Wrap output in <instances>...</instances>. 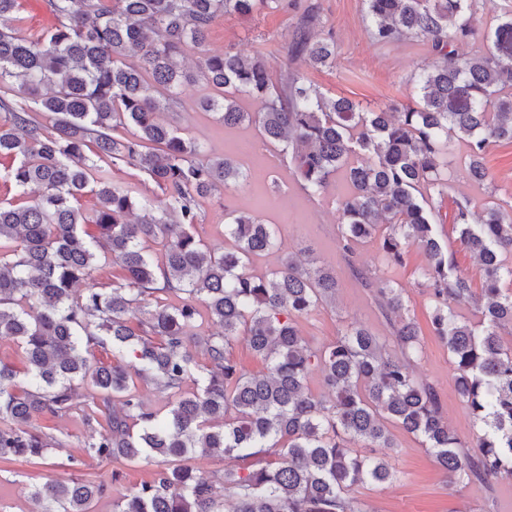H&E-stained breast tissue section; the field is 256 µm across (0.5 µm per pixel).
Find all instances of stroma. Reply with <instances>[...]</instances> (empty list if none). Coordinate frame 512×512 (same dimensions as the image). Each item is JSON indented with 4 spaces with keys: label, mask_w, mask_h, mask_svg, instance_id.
Instances as JSON below:
<instances>
[{
    "label": "stroma",
    "mask_w": 512,
    "mask_h": 512,
    "mask_svg": "<svg viewBox=\"0 0 512 512\" xmlns=\"http://www.w3.org/2000/svg\"><path fill=\"white\" fill-rule=\"evenodd\" d=\"M315 9L322 30L332 32L337 44L333 68H316L292 57L288 48L296 25L307 9ZM364 0H281L278 8L261 10L248 17L235 14L220 16L215 21L208 41L210 52H222L231 46L251 55L262 53L273 75H303L322 92L346 96L368 111L388 107L402 108L414 104L417 89L414 76L427 59L421 41L405 37L388 45L373 44L367 35ZM203 92L200 82H185L180 90L177 119L186 137L202 146L212 157L237 155L241 142L257 143L258 151L237 156L247 180L238 189L217 192L200 202V218L195 235L207 246L224 245L225 212H246L276 225L279 247L256 258L251 271L265 275L279 269L286 255L301 259L315 258L318 264L335 271L339 281L336 303L323 306L309 317L300 319L302 338L319 348L335 341L344 325L358 323L385 342L391 355H400L391 327L372 288L355 273L356 268H369L395 282L405 296L419 322H426L431 310V295L419 274L423 257L411 251L405 265L387 266L381 260L380 242L371 239L360 243L353 260H346L336 242L338 211L336 202L345 190L342 177L333 178L325 197L310 201L279 163L277 146H261L257 126L245 122L227 127L216 115L198 107ZM495 180L487 186L470 182L466 177L469 157L461 145H453L448 155V190L439 203V239L443 247L454 250L460 269L471 279L481 277V270L469 252L456 249L450 221L456 200L469 198L474 209L487 202L512 206V147L491 146L485 158ZM283 183L281 192L270 189L271 181ZM419 377L432 383L440 395L442 411L449 426L462 440H471L474 421L468 406L458 396L453 383V369L448 350L436 337L425 336L423 353L413 360ZM92 404V391H79L76 408L58 419H40L42 431L61 438L63 447L52 449L46 460L33 464L24 460L0 461V512H30L33 485L69 476L68 458L80 455L88 434L84 412ZM399 446L390 458L395 480L382 487L367 485L357 489L365 512H512V481L500 480L485 487L477 483L448 485L433 456L414 436L393 429ZM155 463L129 462L118 459L101 461L86 459L80 474L86 478L111 482L113 495L96 501L94 512H113L112 498L141 482L151 480Z\"/></svg>",
    "instance_id": "35a3bbf8"
}]
</instances>
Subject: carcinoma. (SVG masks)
I'll return each instance as SVG.
<instances>
[{"label":"carcinoma","instance_id":"cac0c4a2","mask_svg":"<svg viewBox=\"0 0 512 512\" xmlns=\"http://www.w3.org/2000/svg\"><path fill=\"white\" fill-rule=\"evenodd\" d=\"M279 2L45 0L55 24L32 37L9 25L19 0H0V85L25 91L22 101L0 97V159L10 160L7 180L20 199L0 202V339L24 355L20 368L0 360V461L41 459L62 446L34 422L70 414L77 389L89 385L97 397L84 421L95 435L82 455L157 464L152 480L113 501V512H224L213 480L182 463L197 451L232 462L217 475L230 512H363L353 489L396 478L389 421L429 448L451 485L512 481V350L500 339L512 325V265L503 260L512 254V214L488 205L478 215L469 200L455 202L452 232L481 266L477 289L442 247L424 197L447 191L452 142L466 147L469 178L479 183L493 181L483 164L489 146H512V5L473 52L476 0H365L373 42L430 44L416 106L395 114L326 96L298 74L276 80L260 55L205 49L219 15L250 16ZM318 23L313 13L300 19L291 53L330 68L336 43ZM189 46L215 89L201 109L226 127L258 124L310 199L344 173L352 190L339 199L338 246L347 258L375 237L387 265H404L412 246L422 251L420 275L434 298L428 330L448 348L456 392L474 417L471 443L407 363L422 352L423 331L402 288L356 270L375 288L402 356L354 324L313 350L297 320L336 300L332 270L290 256L271 278L247 272L276 246L274 225L255 215L228 214L232 244L222 250L196 239L198 199L237 188L244 173L228 156L202 157L174 118L191 79ZM242 96L260 109L243 111ZM128 126L138 134L123 136ZM95 156L143 172L162 195L139 201L92 177ZM31 189L37 197L27 200ZM88 192L97 200L90 213L80 204ZM158 238L159 264L145 250ZM103 254L112 278L79 289ZM174 292L186 295L179 306L147 303ZM469 305L480 313L476 324L456 313ZM203 309L220 331L195 337L199 361L187 344ZM240 338L263 372L248 375L231 357ZM96 350L112 352V363L95 361ZM316 369L322 396L307 386ZM188 379L191 393L182 391ZM139 383L171 395L165 414L143 402ZM110 491L104 481L49 480L31 492L32 512H93Z\"/></svg>","mask_w":512,"mask_h":512}]
</instances>
